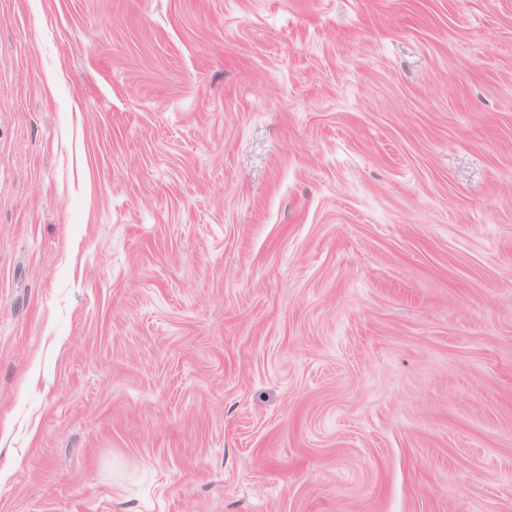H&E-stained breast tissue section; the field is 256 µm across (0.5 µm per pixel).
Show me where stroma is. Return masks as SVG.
<instances>
[{"mask_svg": "<svg viewBox=\"0 0 512 512\" xmlns=\"http://www.w3.org/2000/svg\"><path fill=\"white\" fill-rule=\"evenodd\" d=\"M0 512H512V0H0Z\"/></svg>", "mask_w": 512, "mask_h": 512, "instance_id": "1", "label": "stroma"}]
</instances>
